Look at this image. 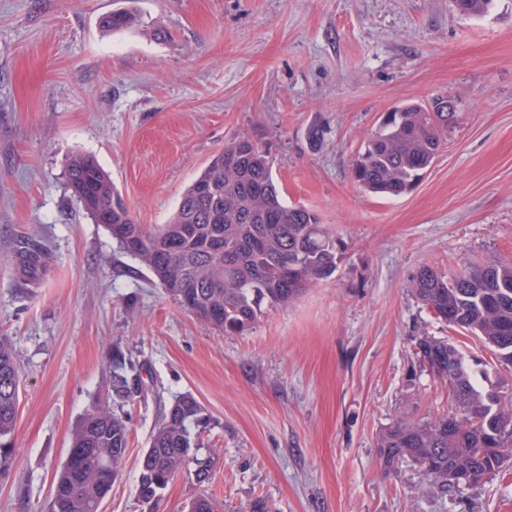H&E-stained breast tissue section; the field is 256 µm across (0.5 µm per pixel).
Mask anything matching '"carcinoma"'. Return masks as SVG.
I'll return each mask as SVG.
<instances>
[{"label":"carcinoma","mask_w":512,"mask_h":512,"mask_svg":"<svg viewBox=\"0 0 512 512\" xmlns=\"http://www.w3.org/2000/svg\"><path fill=\"white\" fill-rule=\"evenodd\" d=\"M464 15L486 11L489 0H454ZM131 7L105 15L101 27L117 32L139 26ZM406 105L383 116L353 169L354 181L373 193L399 196L411 190L433 163L457 112ZM67 187L83 210L104 225L128 255L148 269L173 300L226 334H241L262 306H286L311 283L331 276L343 243L318 214L284 201L268 153L241 135L225 144L183 194L165 224L133 219L109 175L91 156L67 164ZM45 247L29 239L20 250V272L33 279ZM411 291L433 317L473 335L500 365L512 367V260L465 263L452 275L422 267ZM419 367L448 385V411L424 422L398 420L379 437L377 456L392 473L410 463L434 496L448 494V471L464 468L477 484L512 458V396L479 387L462 351L449 339L414 338ZM21 369L15 351L0 338V475L12 463L10 437L19 403ZM107 393L123 402L143 393L139 378L114 365ZM201 408L191 395L176 398L144 453L137 494L148 512L182 470L192 448L189 426ZM129 444L127 422L110 405L97 404L76 424L67 459L58 472L49 512H97L112 489ZM188 512H218L200 495Z\"/></svg>","instance_id":"cac0c4a2"}]
</instances>
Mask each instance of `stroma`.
Segmentation results:
<instances>
[{
    "mask_svg": "<svg viewBox=\"0 0 512 512\" xmlns=\"http://www.w3.org/2000/svg\"><path fill=\"white\" fill-rule=\"evenodd\" d=\"M121 0H0V336L23 385L0 512H47L82 415L107 398L112 360L140 374L129 445L102 512H145L140 461L176 396L192 395L198 457L157 512L207 493L221 512H512V462L437 498L416 466L388 475L384 428L448 408L413 339L453 337L480 387L512 391L473 336L419 303L425 265L512 260V0H133L141 25L103 31ZM169 36L158 40L154 28ZM446 95L458 122L415 188L384 197L352 167L383 113ZM265 148L282 197L344 243L328 279L227 335L181 308L94 223L66 185L94 157L137 223L168 221L236 136ZM48 256L30 287L20 241Z\"/></svg>",
    "mask_w": 512,
    "mask_h": 512,
    "instance_id": "obj_1",
    "label": "stroma"
}]
</instances>
